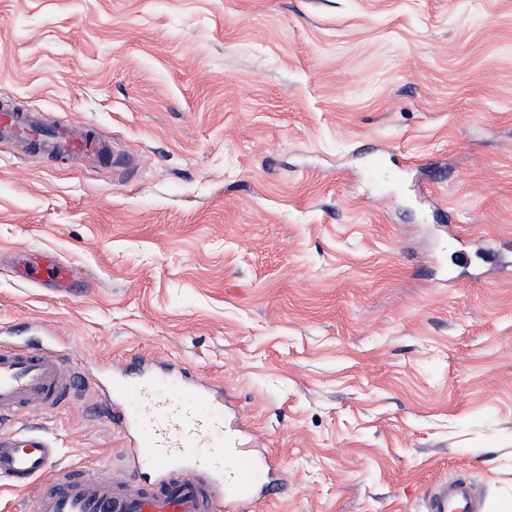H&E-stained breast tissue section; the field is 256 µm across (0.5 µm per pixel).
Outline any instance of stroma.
Segmentation results:
<instances>
[{
	"instance_id": "obj_1",
	"label": "stroma",
	"mask_w": 512,
	"mask_h": 512,
	"mask_svg": "<svg viewBox=\"0 0 512 512\" xmlns=\"http://www.w3.org/2000/svg\"><path fill=\"white\" fill-rule=\"evenodd\" d=\"M136 168L0 141V328L221 387L257 512H512V0H0V104ZM383 150L394 183L365 152ZM71 267L37 282L34 260ZM79 390L30 423L115 476ZM425 512H485V502L475 497L466 477L445 480L426 492Z\"/></svg>"
}]
</instances>
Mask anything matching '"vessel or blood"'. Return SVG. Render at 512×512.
<instances>
[{
  "label": "vessel or blood",
  "instance_id": "vessel-or-blood-1",
  "mask_svg": "<svg viewBox=\"0 0 512 512\" xmlns=\"http://www.w3.org/2000/svg\"><path fill=\"white\" fill-rule=\"evenodd\" d=\"M34 138L44 151L72 159L109 153L95 128L47 135L35 113H0L1 140ZM77 374L83 386L99 387V373L76 354L0 336V483L35 486L36 512H254L262 497L282 492L276 480L255 482V453L227 422L223 390L143 358L122 368L106 402L113 425L133 433V468L107 482L89 470L50 475L57 455L50 437L1 427L66 402L79 388ZM424 503L425 512L486 510L463 476L430 487Z\"/></svg>",
  "mask_w": 512,
  "mask_h": 512
}]
</instances>
